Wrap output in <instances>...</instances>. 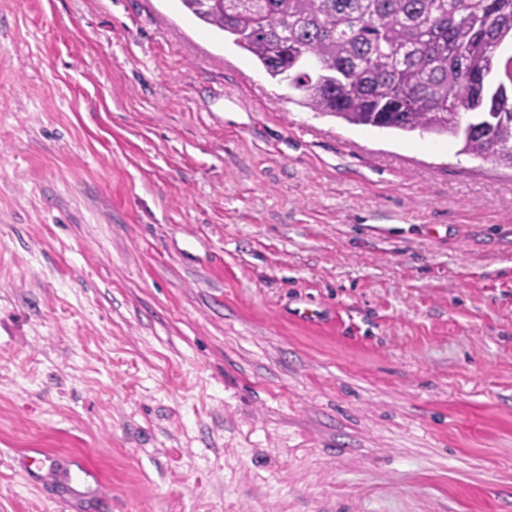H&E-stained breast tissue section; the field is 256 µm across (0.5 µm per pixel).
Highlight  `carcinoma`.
<instances>
[{
	"instance_id": "carcinoma-1",
	"label": "carcinoma",
	"mask_w": 512,
	"mask_h": 512,
	"mask_svg": "<svg viewBox=\"0 0 512 512\" xmlns=\"http://www.w3.org/2000/svg\"><path fill=\"white\" fill-rule=\"evenodd\" d=\"M313 112L447 136L512 169V92L488 82L512 0H180Z\"/></svg>"
}]
</instances>
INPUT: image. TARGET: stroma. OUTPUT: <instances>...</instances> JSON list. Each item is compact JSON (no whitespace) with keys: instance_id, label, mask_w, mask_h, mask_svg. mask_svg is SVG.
Returning <instances> with one entry per match:
<instances>
[{"instance_id":"35a3bbf8","label":"stroma","mask_w":512,"mask_h":512,"mask_svg":"<svg viewBox=\"0 0 512 512\" xmlns=\"http://www.w3.org/2000/svg\"><path fill=\"white\" fill-rule=\"evenodd\" d=\"M289 94L0 0V512H512V170Z\"/></svg>"}]
</instances>
